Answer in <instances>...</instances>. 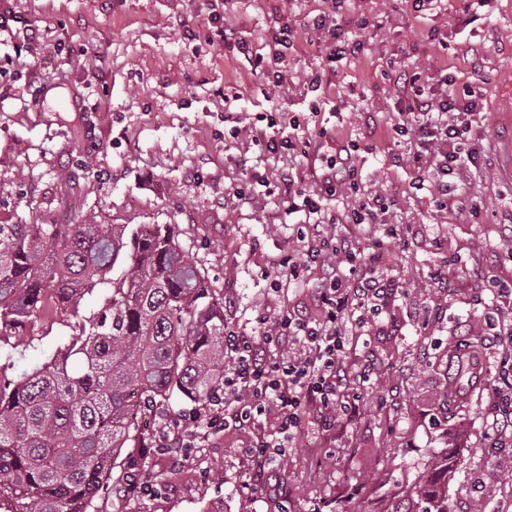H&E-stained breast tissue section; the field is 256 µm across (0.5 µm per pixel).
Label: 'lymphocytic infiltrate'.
<instances>
[{
	"label": "lymphocytic infiltrate",
	"instance_id": "1",
	"mask_svg": "<svg viewBox=\"0 0 512 512\" xmlns=\"http://www.w3.org/2000/svg\"><path fill=\"white\" fill-rule=\"evenodd\" d=\"M309 38L326 48L331 63L359 57L363 51L357 36L337 24L332 9L314 17ZM397 85L400 96L425 100L419 116L400 113L396 129L416 142V157L428 165L435 200L445 206L452 185L473 160L467 146L474 140L473 118L481 110L480 96L470 87L459 94L427 96L416 71H402ZM315 157L305 176L288 172L278 179L279 190L289 203L299 204L314 226L289 242L280 261L286 278L314 274L312 305L282 301L260 310L251 332L226 330L224 350L231 361L224 370L221 402L206 418L193 414L167 422L158 439L159 447L172 453L193 447L190 428L200 422L211 429L254 432L248 448L253 482L259 488L269 486L305 424L326 434L355 413V404L346 396L373 370L372 360L355 359L357 347H369L373 339L402 331L387 307L404 289L400 281L379 275L383 252H361L357 236L336 237L320 229L326 198L353 196L347 219L358 227L383 223L391 202L380 192L359 196L358 170L341 153L319 151ZM489 392L490 437L498 446L512 441V357L497 359Z\"/></svg>",
	"mask_w": 512,
	"mask_h": 512
}]
</instances>
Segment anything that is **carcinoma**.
<instances>
[{"instance_id": "carcinoma-1", "label": "carcinoma", "mask_w": 512, "mask_h": 512, "mask_svg": "<svg viewBox=\"0 0 512 512\" xmlns=\"http://www.w3.org/2000/svg\"><path fill=\"white\" fill-rule=\"evenodd\" d=\"M59 315L71 342L30 374L0 363V512H90L126 451L160 456L139 420L173 396L206 411L224 393V298L172 224H0V344ZM474 350L446 351L463 381ZM458 453L428 456L380 512H449Z\"/></svg>"}]
</instances>
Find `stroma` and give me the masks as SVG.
Returning <instances> with one entry per match:
<instances>
[{"label": "stroma", "instance_id": "obj_1", "mask_svg": "<svg viewBox=\"0 0 512 512\" xmlns=\"http://www.w3.org/2000/svg\"><path fill=\"white\" fill-rule=\"evenodd\" d=\"M239 36L253 53H268V27L290 23L297 31L281 72L276 102L267 81L236 49L210 43L207 0H0L10 14L0 32V220L12 224H66L74 212L104 224H175L190 259L215 288L230 297V326L251 330L268 298L275 262L289 234L304 222L275 198L267 207L245 204L233 191L245 183V165L276 178L288 167L302 171L297 152L260 153L247 135H233L224 115L242 126L266 128L272 107L312 113L328 134L323 146L358 144L355 164L364 191L394 199L393 223H411L415 234L390 254L382 271L405 278L414 293L435 305L430 323L400 305L402 333L376 342L370 387L360 392V412L330 442L307 437L281 465V495L255 489L245 454L246 437L220 431L199 435L197 446L173 460L147 463L157 491L131 494L128 459H118L91 512H317L322 500L349 495L363 477L394 486L414 476L427 456L461 448L448 488L450 512H487L512 504V447L490 448L488 396L469 412L445 413L448 374L444 360L423 352L422 336L457 345L461 331L481 336L484 312L467 281L471 265L504 252L512 240V0H489L478 15L464 0L415 20L409 0H344L336 20L351 29L359 16L364 44L355 59L328 68L305 29L325 10L324 0H227ZM41 39L32 56L16 57L26 31ZM447 37L436 53L432 35ZM440 61L456 87L483 95L477 155L465 170L454 202L436 210L415 144L396 138L393 125L409 105L396 92L401 69L423 67V79L444 93ZM445 268L451 289L433 288L430 274ZM66 322L46 335L16 338L14 374L39 365L71 339Z\"/></svg>", "mask_w": 512, "mask_h": 512}]
</instances>
